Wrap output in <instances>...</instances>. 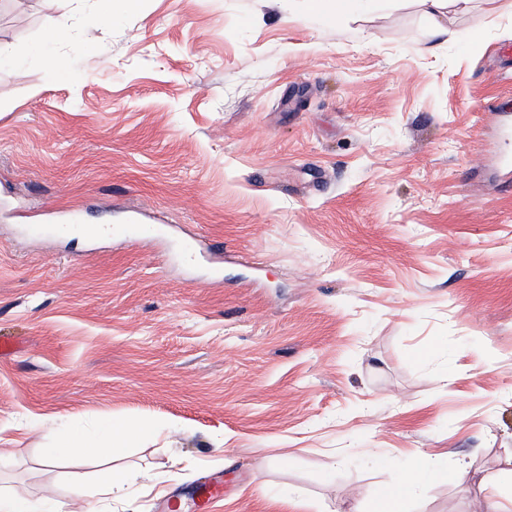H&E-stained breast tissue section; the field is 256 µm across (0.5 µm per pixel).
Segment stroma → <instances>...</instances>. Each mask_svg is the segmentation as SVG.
Returning a JSON list of instances; mask_svg holds the SVG:
<instances>
[{
    "label": "stroma",
    "instance_id": "35a3bbf8",
    "mask_svg": "<svg viewBox=\"0 0 512 512\" xmlns=\"http://www.w3.org/2000/svg\"><path fill=\"white\" fill-rule=\"evenodd\" d=\"M435 23L0 0V489L72 512L118 466L152 481L92 512H372L417 448L459 478L408 512H474L512 464V0ZM134 210L165 233L60 230ZM193 235L221 264L183 260ZM126 417L155 439L98 456ZM72 430L91 454L45 466Z\"/></svg>",
    "mask_w": 512,
    "mask_h": 512
}]
</instances>
